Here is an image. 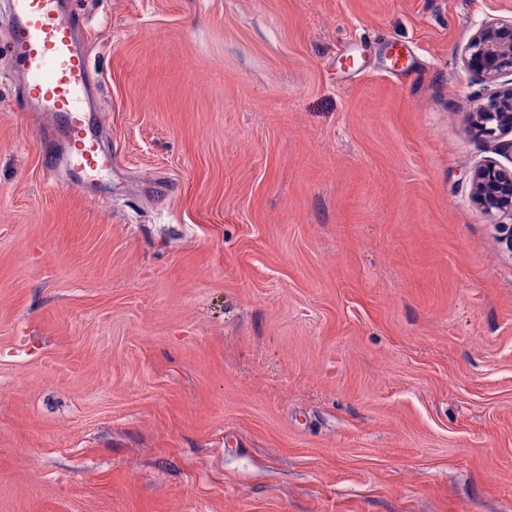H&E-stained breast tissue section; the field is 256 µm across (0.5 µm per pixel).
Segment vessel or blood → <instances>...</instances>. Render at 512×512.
Here are the masks:
<instances>
[{
    "mask_svg": "<svg viewBox=\"0 0 512 512\" xmlns=\"http://www.w3.org/2000/svg\"><path fill=\"white\" fill-rule=\"evenodd\" d=\"M10 60L36 112L58 116L65 127L70 158L92 174L112 163L93 132L87 110L91 79L87 59L74 47L75 26L60 0H9Z\"/></svg>",
    "mask_w": 512,
    "mask_h": 512,
    "instance_id": "b4317fda",
    "label": "vessel or blood"
}]
</instances>
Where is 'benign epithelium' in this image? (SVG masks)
Wrapping results in <instances>:
<instances>
[{
  "label": "benign epithelium",
  "instance_id": "obj_1",
  "mask_svg": "<svg viewBox=\"0 0 512 512\" xmlns=\"http://www.w3.org/2000/svg\"><path fill=\"white\" fill-rule=\"evenodd\" d=\"M463 62L484 85L470 115L474 133L499 144L512 134V19L490 18L465 46ZM471 202L495 227L512 257V168L484 159L471 172Z\"/></svg>",
  "mask_w": 512,
  "mask_h": 512
}]
</instances>
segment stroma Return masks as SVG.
<instances>
[{
	"mask_svg": "<svg viewBox=\"0 0 512 512\" xmlns=\"http://www.w3.org/2000/svg\"><path fill=\"white\" fill-rule=\"evenodd\" d=\"M110 167L0 0V512H512V258L462 51L512 0H63ZM471 202L501 234L512 258V168L484 159L471 172ZM510 220L504 223V220Z\"/></svg>",
	"mask_w": 512,
	"mask_h": 512,
	"instance_id": "stroma-1",
	"label": "stroma"
}]
</instances>
